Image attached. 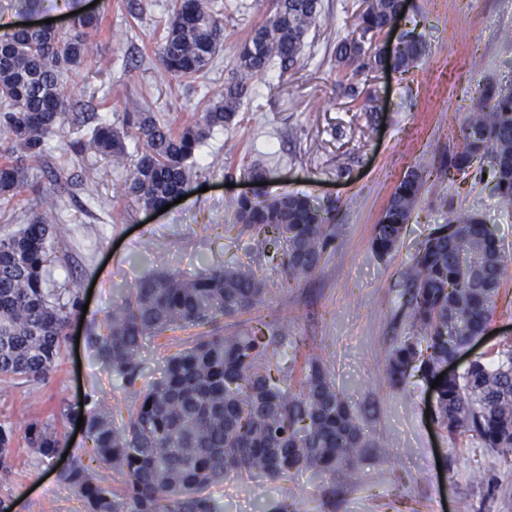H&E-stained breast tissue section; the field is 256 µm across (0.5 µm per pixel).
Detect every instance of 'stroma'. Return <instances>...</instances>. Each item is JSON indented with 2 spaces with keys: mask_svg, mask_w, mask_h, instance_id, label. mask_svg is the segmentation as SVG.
Masks as SVG:
<instances>
[{
  "mask_svg": "<svg viewBox=\"0 0 512 512\" xmlns=\"http://www.w3.org/2000/svg\"><path fill=\"white\" fill-rule=\"evenodd\" d=\"M223 3L224 46L209 73L189 84L162 71L158 28L168 0H77L72 7L38 0L28 14L16 11L15 0H0V21L12 27L48 18L60 27L72 8L87 5L104 18L97 54L65 80L79 121L50 138L19 200L0 203V235L17 230L40 197L53 194L72 233L47 280L57 288L78 278L92 288L85 335L101 331L106 311L145 276L169 270L195 276L236 262L253 266L264 301L239 316L238 324L260 319L288 333L292 347L272 357L279 366L292 364L299 351L320 356L371 446L352 479L341 470L317 479L292 474L282 483L230 472L210 489L224 512H276L284 491L313 502L317 512H458L462 502L469 512H512V452L488 448L471 435L448 434L428 415L430 382L416 377L397 387L386 374L392 337L408 333L409 321L400 314L403 273L431 228L462 211L478 213L512 256V205L494 189L490 160H474L462 172L453 168L461 128L483 89L512 88V0H406L397 27L368 49L398 51L400 36L411 30L421 35L425 52L411 67L360 75L379 101L373 114L345 95L347 69L333 54L339 41L359 37L363 0H323L300 62L287 73L274 68L256 79L237 123L214 130L198 148L203 172L187 188L186 200L154 216L114 195L130 166L75 153L71 144L86 127L103 119L121 124L126 113L145 105L176 126L195 120L233 72L242 41L273 10L272 0ZM421 164L425 186L401 244L379 257L373 227L403 176ZM254 165L268 172L264 188L247 174ZM92 171L100 192L112 198L107 207L80 186ZM260 190L305 193L336 209V243L301 283H288L251 232L234 223L230 202ZM158 239L166 248L155 247ZM196 333L192 327L146 341V380L159 379L165 358ZM510 344L512 268L494 297L485 335L461 355L487 358ZM88 397L101 409L120 407L119 425L128 423L136 404L92 349L72 338L47 380H0V424L13 429L19 452L0 497L28 492L22 512H86L60 480V461L39 459L24 436L31 421L47 422L66 440V452H84L85 434L76 423L62 422L60 413Z\"/></svg>",
  "mask_w": 512,
  "mask_h": 512,
  "instance_id": "1",
  "label": "stroma"
}]
</instances>
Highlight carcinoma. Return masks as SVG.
Returning <instances> with one entry per match:
<instances>
[{
	"label": "carcinoma",
	"mask_w": 512,
	"mask_h": 512,
	"mask_svg": "<svg viewBox=\"0 0 512 512\" xmlns=\"http://www.w3.org/2000/svg\"><path fill=\"white\" fill-rule=\"evenodd\" d=\"M405 0H371L361 13V35L336 44V61L352 76L383 69L388 59L369 53L365 39L390 30ZM322 0H275L273 14L240 45L235 71L205 112L175 128L150 112H137L126 126L142 148L120 195L146 209H159L199 176L195 154L216 128L236 122L253 80L278 66H295ZM103 17L81 12L65 29L14 28L0 34V201L10 202L30 185L29 163L46 151L48 139L70 117L72 105L63 75L95 54ZM224 39V18L212 0H170L160 31L164 71L196 80L212 69ZM422 53L414 32L404 34L395 64L411 66ZM360 111L375 112L371 90L346 85ZM128 133L101 122L72 144L116 163L128 159ZM495 160V188L512 204V88L489 91L473 108L463 129L454 167L463 170L486 154ZM424 185V168L408 171L397 185L378 224L372 245L385 257L400 246L404 228ZM237 223L251 228L262 251L290 281L319 269L336 239L333 208L294 192L240 197ZM70 232L61 223L53 195L18 230L0 236V380L41 382L56 370L70 323L81 315V283L46 285L45 270L57 258L56 240ZM494 233L475 214L462 213L438 225L421 241L405 277L402 306L409 310V335L390 348L389 379L405 386L420 376L437 378L440 366L484 334L493 298L512 259L492 248ZM264 288L247 264L214 267L193 277L179 271L149 276L105 315L103 332L87 337L108 371L136 390L140 403L119 428L114 415L96 407L69 406L61 418L83 416L91 442L90 462L72 458L61 473L85 502L87 512H222L206 491L231 471L247 470L277 480L289 474L314 475L353 470L370 443L320 360L309 357L296 386L274 370L270 352L288 336L269 324L212 331L220 319L245 314L261 303ZM208 327L189 346L165 361L163 375L141 388L144 342L167 331ZM434 420L448 433L471 434L488 448L512 451V346L490 359L478 357L435 388ZM27 442L42 460L64 447L48 424L33 422ZM13 434L0 427V480L14 467ZM123 476L122 486L104 485L91 463Z\"/></svg>",
	"instance_id": "carcinoma-1"
}]
</instances>
